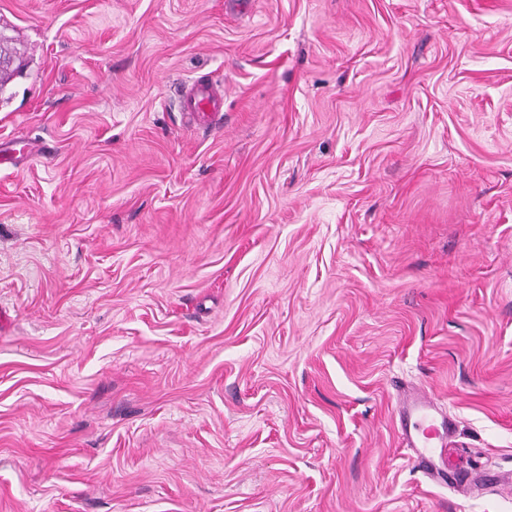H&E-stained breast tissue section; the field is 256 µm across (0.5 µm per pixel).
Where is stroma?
<instances>
[{"instance_id":"35a3bbf8","label":"stroma","mask_w":512,"mask_h":512,"mask_svg":"<svg viewBox=\"0 0 512 512\" xmlns=\"http://www.w3.org/2000/svg\"><path fill=\"white\" fill-rule=\"evenodd\" d=\"M0 27V148L34 147L0 167V512H512V0ZM407 388L471 494L414 467ZM184 107L193 118L204 125H211L224 110V97L212 85L199 79L184 88Z\"/></svg>"}]
</instances>
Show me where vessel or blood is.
I'll return each instance as SVG.
<instances>
[{
    "label": "vessel or blood",
    "instance_id": "vessel-or-blood-1",
    "mask_svg": "<svg viewBox=\"0 0 512 512\" xmlns=\"http://www.w3.org/2000/svg\"><path fill=\"white\" fill-rule=\"evenodd\" d=\"M184 107L193 118L204 125L212 124L224 110V98L205 80L199 79L184 89ZM400 417L409 419L402 429V441L413 452L417 468L426 475H439L438 449L447 447L452 424L440 412L433 400L425 395L406 396L398 406Z\"/></svg>",
    "mask_w": 512,
    "mask_h": 512
}]
</instances>
